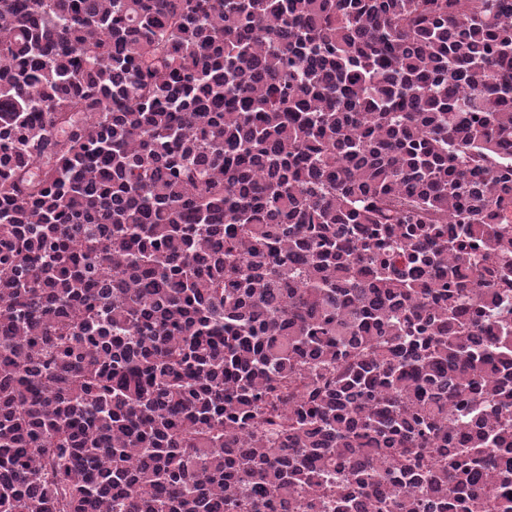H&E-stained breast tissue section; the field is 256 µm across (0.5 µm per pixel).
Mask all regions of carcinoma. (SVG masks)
<instances>
[{"instance_id": "1", "label": "carcinoma", "mask_w": 512, "mask_h": 512, "mask_svg": "<svg viewBox=\"0 0 512 512\" xmlns=\"http://www.w3.org/2000/svg\"><path fill=\"white\" fill-rule=\"evenodd\" d=\"M512 0H0V512H512Z\"/></svg>"}]
</instances>
